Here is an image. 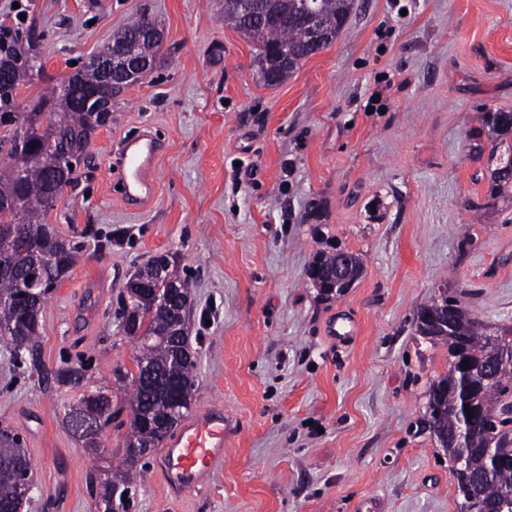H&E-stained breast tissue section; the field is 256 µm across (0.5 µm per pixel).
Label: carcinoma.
<instances>
[{
    "label": "carcinoma",
    "instance_id": "carcinoma-1",
    "mask_svg": "<svg viewBox=\"0 0 512 512\" xmlns=\"http://www.w3.org/2000/svg\"><path fill=\"white\" fill-rule=\"evenodd\" d=\"M353 0H320L319 13L326 30L339 35L352 10ZM269 8L279 17L270 22L261 16L243 13L239 0H224V22L247 39L253 47L252 63L257 72L269 52L278 50L288 58V68L279 82H284L304 59L315 54L309 43L306 27L300 17L305 12L306 0H272ZM157 29L160 23L146 14L140 15L112 39L98 56L119 53L129 62L154 56L151 43L142 38L144 28ZM44 63L37 51L34 30L0 23V125L9 127L0 139V152L7 162L0 167V343L17 354L26 351L31 369L41 372L36 343L39 337V315L49 293L60 282V276L77 262L78 247L59 236L48 216L60 201L56 195V178L64 177L70 185L74 170L62 167L64 155L75 153L87 158L92 135L112 124V99L121 87L107 81L95 63L58 78V90L33 99L28 111H18L19 89L41 76ZM86 90L99 93L105 106L97 111L85 110L75 101ZM484 133L491 152L512 139V112H491L484 118ZM512 189V145L499 158V167L491 174V193ZM341 251L319 255L308 270V277L324 295L335 289L328 285L326 274ZM149 264L162 270L154 282L156 293L138 289L137 276L126 284L121 297L122 323L126 337L138 345L134 357L137 372L114 371L118 385H130V418L126 444L134 445L138 453L125 456L124 467L105 479H90L92 496L96 498L97 512H130L132 502L123 501L124 493L134 491L139 482L137 471L142 454L159 444L180 424L189 411L193 398L195 358L188 348L190 328V289L186 288L175 300L166 296L175 283L182 281L176 262L167 254L153 257ZM37 272L43 279L38 294L21 296L26 278ZM464 292L420 306L414 315V330L432 343L448 345V372L437 380L429 399L430 431H441L448 441H440L448 451L456 480L458 494L463 497L461 507L475 497L491 512H512V499L504 494L512 492V466L487 472V461L477 452L492 447L501 455L512 458V412L498 404L499 398L512 390V364L495 362L498 352L512 351V326L490 327L468 310L462 300ZM454 303L448 317L458 325L465 336L462 349L444 336H428L424 315L438 305ZM468 365H463V361ZM489 370L494 381L477 387L472 394L475 411L468 417L463 412L461 385L471 372ZM177 380L187 384L183 392L186 404L175 408L172 398L160 385ZM121 409L112 408L108 395L101 391L82 395L77 404L66 413V422L72 435L88 448L99 447L98 429L107 427L120 415ZM496 420V429L484 428V419ZM469 425L472 450L463 452L455 445L456 433ZM32 472V465L24 448L23 439L7 428H0V512H21L24 498L16 489L15 471Z\"/></svg>",
    "mask_w": 512,
    "mask_h": 512
}]
</instances>
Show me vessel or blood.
Listing matches in <instances>:
<instances>
[{
  "mask_svg": "<svg viewBox=\"0 0 512 512\" xmlns=\"http://www.w3.org/2000/svg\"><path fill=\"white\" fill-rule=\"evenodd\" d=\"M163 149V143L148 127L114 143L112 166L122 181L125 202L140 206L153 199L154 169ZM225 424L223 407L209 406L183 419L165 440L158 469L169 499H182L214 482L224 462Z\"/></svg>",
  "mask_w": 512,
  "mask_h": 512,
  "instance_id": "b4317fda",
  "label": "vessel or blood"
}]
</instances>
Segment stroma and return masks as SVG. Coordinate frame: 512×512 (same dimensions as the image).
<instances>
[{
    "label": "stroma",
    "mask_w": 512,
    "mask_h": 512,
    "mask_svg": "<svg viewBox=\"0 0 512 512\" xmlns=\"http://www.w3.org/2000/svg\"><path fill=\"white\" fill-rule=\"evenodd\" d=\"M18 11L45 64L24 104L139 13L164 30L49 215L82 251L40 314L42 373L0 345V427L24 438L38 486L22 512H94L89 476L121 466L125 428L93 452L65 413L89 390L124 404L112 371L134 369L135 347L118 297L160 254L191 285V408L223 405L232 429L216 482L175 502L143 457L134 512H460L425 426L448 348L413 315L463 290L486 325H512V192L491 195L498 160L472 138L512 112V0H354L336 41L276 86L224 0H0V19ZM144 125L166 148L156 196L131 208L111 150ZM335 249L364 272L327 297L306 269ZM344 316L359 330L343 346L326 325ZM80 366L79 384L56 381Z\"/></svg>",
    "instance_id": "35a3bbf8"
}]
</instances>
